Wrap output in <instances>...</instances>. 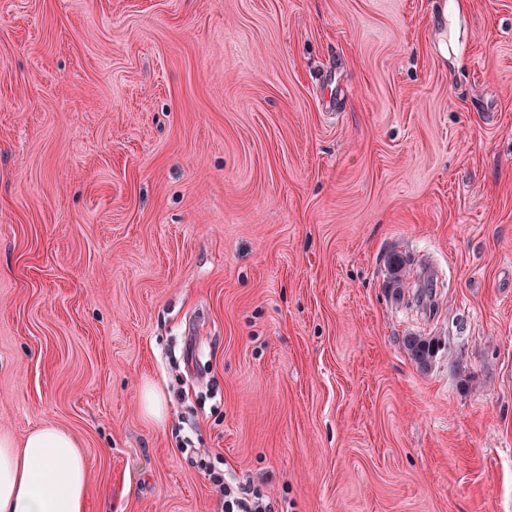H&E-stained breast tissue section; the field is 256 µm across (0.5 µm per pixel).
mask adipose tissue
<instances>
[{"label": "adipose tissue", "mask_w": 512, "mask_h": 512, "mask_svg": "<svg viewBox=\"0 0 512 512\" xmlns=\"http://www.w3.org/2000/svg\"><path fill=\"white\" fill-rule=\"evenodd\" d=\"M88 469L75 437L59 426L19 441L0 436V512H85Z\"/></svg>", "instance_id": "adipose-tissue-1"}]
</instances>
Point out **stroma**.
<instances>
[{
    "label": "stroma",
    "instance_id": "stroma-1",
    "mask_svg": "<svg viewBox=\"0 0 512 512\" xmlns=\"http://www.w3.org/2000/svg\"><path fill=\"white\" fill-rule=\"evenodd\" d=\"M44 424L86 512H512V0H0V433ZM404 349L418 368L426 369L434 355L435 339L433 336H407ZM212 484L224 497V512H273L269 496L259 489L236 485L224 476L210 474Z\"/></svg>",
    "mask_w": 512,
    "mask_h": 512
}]
</instances>
